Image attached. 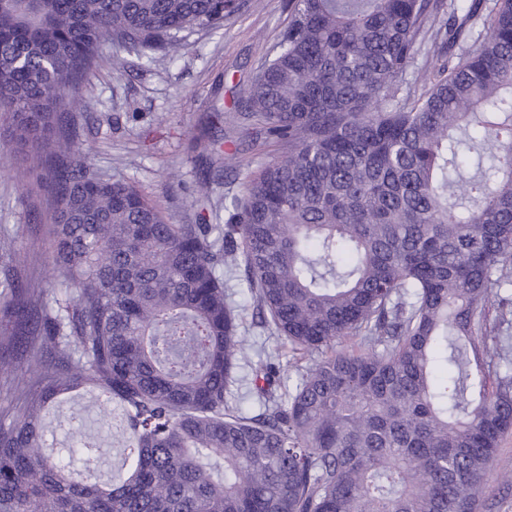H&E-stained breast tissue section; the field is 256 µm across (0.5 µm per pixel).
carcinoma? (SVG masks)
<instances>
[{
    "label": "carcinoma",
    "instance_id": "obj_1",
    "mask_svg": "<svg viewBox=\"0 0 512 512\" xmlns=\"http://www.w3.org/2000/svg\"><path fill=\"white\" fill-rule=\"evenodd\" d=\"M295 0L236 113L280 155L213 223L103 178L69 111L86 76L172 59L247 0H0V127L51 206L63 291L0 241V512H474L512 432V0ZM112 36V57L100 51ZM436 64L406 74L423 45ZM223 116L192 137L224 163ZM289 348L253 359L224 269ZM259 412L231 404L241 365ZM446 373L443 378L437 372ZM79 389L121 411L111 484L43 452Z\"/></svg>",
    "mask_w": 512,
    "mask_h": 512
}]
</instances>
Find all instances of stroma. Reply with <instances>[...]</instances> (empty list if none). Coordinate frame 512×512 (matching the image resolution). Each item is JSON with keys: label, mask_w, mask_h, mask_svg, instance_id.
<instances>
[{"label": "stroma", "mask_w": 512, "mask_h": 512, "mask_svg": "<svg viewBox=\"0 0 512 512\" xmlns=\"http://www.w3.org/2000/svg\"><path fill=\"white\" fill-rule=\"evenodd\" d=\"M293 13L292 0H251L248 10L226 19L219 31L188 35L177 61L156 55L124 70L93 71L79 96L88 119L81 148L94 167L110 178L134 182L163 209L172 224L195 221L193 197L202 169L210 171L211 204L223 213L224 200L241 194L248 175L280 153L258 130L224 125V163L206 165L188 148L207 113L239 112L259 66L273 56ZM25 183L0 169V228L17 233L23 273L51 278L47 252L37 250L47 212L30 215L22 205ZM241 315L240 331L255 350L276 351L278 343L253 322L252 300L241 274L225 277ZM99 399L85 391L64 395L52 418L49 451L87 435L98 448L96 476L109 477L121 465L126 439L119 427L98 420ZM476 512H512V434L502 441L485 478Z\"/></svg>", "instance_id": "obj_1"}]
</instances>
